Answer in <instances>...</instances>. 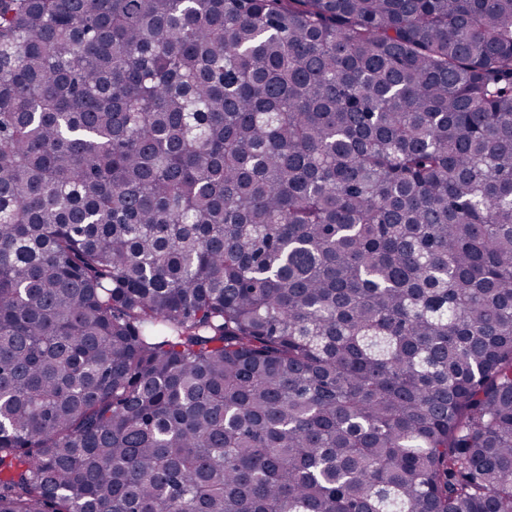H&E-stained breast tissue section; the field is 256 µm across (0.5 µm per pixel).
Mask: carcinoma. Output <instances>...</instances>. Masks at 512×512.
Returning a JSON list of instances; mask_svg holds the SVG:
<instances>
[{"label":"carcinoma","instance_id":"cac0c4a2","mask_svg":"<svg viewBox=\"0 0 512 512\" xmlns=\"http://www.w3.org/2000/svg\"><path fill=\"white\" fill-rule=\"evenodd\" d=\"M0 512H512V0H0Z\"/></svg>","mask_w":512,"mask_h":512}]
</instances>
